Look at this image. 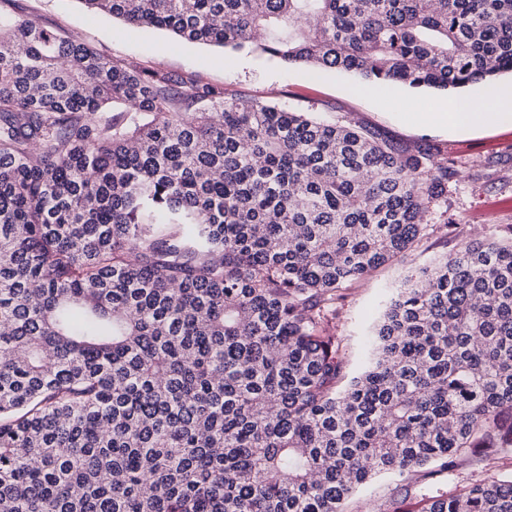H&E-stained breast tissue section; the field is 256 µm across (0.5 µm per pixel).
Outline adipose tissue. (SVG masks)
Returning a JSON list of instances; mask_svg holds the SVG:
<instances>
[{"label": "adipose tissue", "mask_w": 512, "mask_h": 512, "mask_svg": "<svg viewBox=\"0 0 512 512\" xmlns=\"http://www.w3.org/2000/svg\"><path fill=\"white\" fill-rule=\"evenodd\" d=\"M496 100L497 109L493 112L484 111L471 101L462 100L451 112H428L423 102H415L418 121L447 124L462 131L480 130L489 126L512 127V89L495 88L491 91Z\"/></svg>", "instance_id": "ef3b65f1"}]
</instances>
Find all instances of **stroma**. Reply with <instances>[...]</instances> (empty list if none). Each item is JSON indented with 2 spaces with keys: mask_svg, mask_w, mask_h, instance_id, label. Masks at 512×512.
<instances>
[{
  "mask_svg": "<svg viewBox=\"0 0 512 512\" xmlns=\"http://www.w3.org/2000/svg\"><path fill=\"white\" fill-rule=\"evenodd\" d=\"M5 7L17 19L79 38L104 57L161 67L231 94L313 113L325 122L372 128L411 149L424 143L447 148L456 172L448 180L444 204L428 216L438 232L425 236L399 261L352 283L336 302V334L347 372L360 367L371 324L408 274L472 242L512 237V128L463 132L409 117L416 98L431 112L453 109L456 99L448 93L368 85L345 73L317 74L267 56L184 42L167 31L136 28L92 11L81 0H7ZM490 477L512 479V457L476 460L426 478L385 476L355 494L345 512H374L376 505L393 500L412 506L421 499L424 485L452 494Z\"/></svg>",
  "mask_w": 512,
  "mask_h": 512,
  "instance_id": "35a3bbf8",
  "label": "stroma"
}]
</instances>
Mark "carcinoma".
Wrapping results in <instances>:
<instances>
[{
	"label": "carcinoma",
	"instance_id": "obj_1",
	"mask_svg": "<svg viewBox=\"0 0 512 512\" xmlns=\"http://www.w3.org/2000/svg\"><path fill=\"white\" fill-rule=\"evenodd\" d=\"M81 2L379 85L512 74V0ZM452 164L0 8V512H344L512 454V238L407 279L358 375L336 336ZM415 512H512V480Z\"/></svg>",
	"mask_w": 512,
	"mask_h": 512
}]
</instances>
